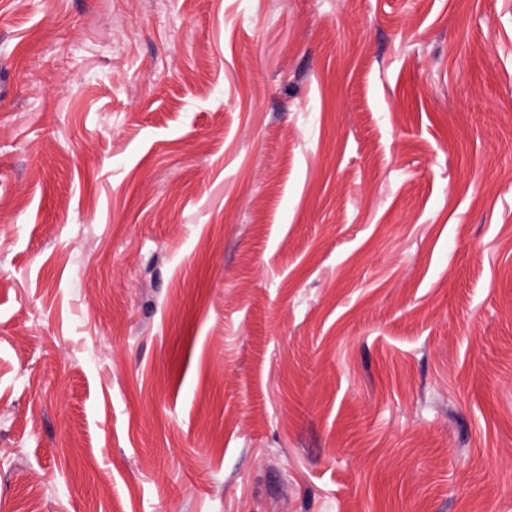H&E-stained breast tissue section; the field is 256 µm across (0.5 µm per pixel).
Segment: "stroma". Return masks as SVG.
Instances as JSON below:
<instances>
[{"label": "stroma", "instance_id": "35a3bbf8", "mask_svg": "<svg viewBox=\"0 0 512 512\" xmlns=\"http://www.w3.org/2000/svg\"><path fill=\"white\" fill-rule=\"evenodd\" d=\"M0 512H512V0H0Z\"/></svg>", "mask_w": 512, "mask_h": 512}]
</instances>
